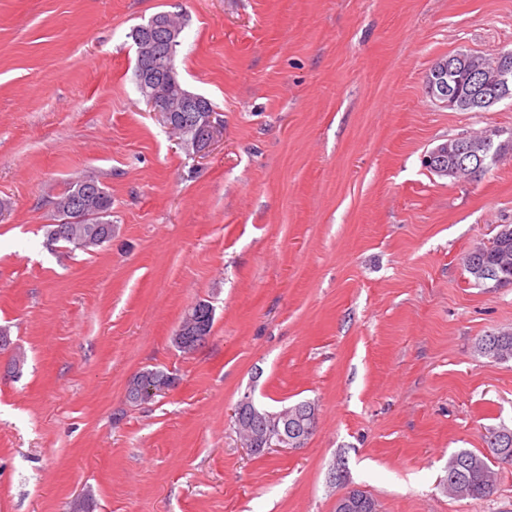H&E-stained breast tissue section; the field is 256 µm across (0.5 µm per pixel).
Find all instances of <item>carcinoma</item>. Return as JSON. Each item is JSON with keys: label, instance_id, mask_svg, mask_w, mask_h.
I'll return each mask as SVG.
<instances>
[{"label": "carcinoma", "instance_id": "1", "mask_svg": "<svg viewBox=\"0 0 512 512\" xmlns=\"http://www.w3.org/2000/svg\"><path fill=\"white\" fill-rule=\"evenodd\" d=\"M156 53L160 61L172 66L171 75L165 77L164 84L156 91L164 94V98L176 100L189 93L180 79L176 68V58L182 37L169 43L162 36L155 37ZM448 83L455 93L465 97L469 95L473 78L470 73L460 67L448 71ZM444 168L440 174L466 177L476 181L485 175L483 170L471 172L457 169L453 157L448 156L442 161ZM112 196L96 175H85L68 183L67 188L54 202L55 223L46 225L48 245L63 242L74 250L89 251L101 247L112 240ZM511 224L503 225L488 246L476 248L467 253L463 263L467 271L478 283L489 280L499 285L503 282L512 283V234L507 236L503 230L511 229ZM505 281H499V278ZM481 356L494 361L512 359V329L501 330L483 336L478 343ZM168 375L163 369H146L136 375L140 379L138 388L125 393L126 401L131 405H140L156 396L164 394L158 382ZM498 431L490 432L487 437L488 453H475L461 450L448 460V495L454 498H483L494 490L491 461L500 465H512V445L500 452L494 448L492 439Z\"/></svg>", "mask_w": 512, "mask_h": 512}]
</instances>
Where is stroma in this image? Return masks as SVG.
I'll return each instance as SVG.
<instances>
[{"label": "stroma", "instance_id": "35a3bbf8", "mask_svg": "<svg viewBox=\"0 0 512 512\" xmlns=\"http://www.w3.org/2000/svg\"><path fill=\"white\" fill-rule=\"evenodd\" d=\"M160 12L222 125L202 156L134 82L130 32ZM511 50L512 0H0V512H335L353 488L379 512H512V466L484 498L445 487L453 453L512 429V360L478 352L512 329V285L463 265L512 224V151L478 181L422 164L512 133L511 99L451 111L426 71ZM88 173L111 242L47 246ZM201 300L213 328L185 353ZM147 368L176 385L130 405ZM247 394L314 402L315 432L251 454L231 418Z\"/></svg>", "mask_w": 512, "mask_h": 512}]
</instances>
